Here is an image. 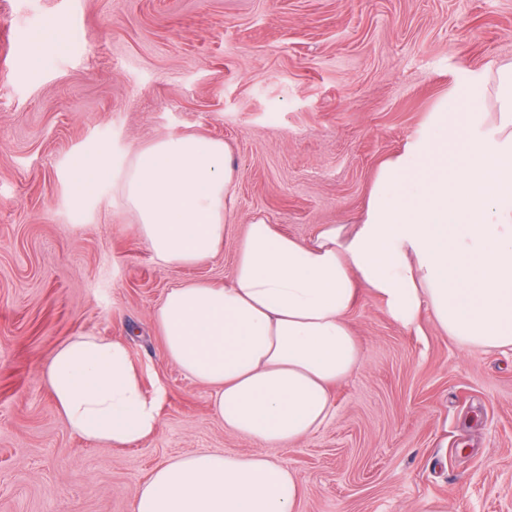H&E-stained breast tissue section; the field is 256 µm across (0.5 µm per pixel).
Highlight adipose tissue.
<instances>
[{"label": "adipose tissue", "mask_w": 512, "mask_h": 512, "mask_svg": "<svg viewBox=\"0 0 512 512\" xmlns=\"http://www.w3.org/2000/svg\"><path fill=\"white\" fill-rule=\"evenodd\" d=\"M234 178L221 141L133 149L122 189L136 236L167 266L212 260ZM364 292L403 328L426 315L462 347L512 350V59L437 102L377 169L359 224L320 225L305 243L252 217L227 285L171 288L154 313L167 359L210 387L225 429L263 449L171 458L132 512H298L302 479L267 450L327 420L332 387L362 362L346 316ZM42 378L68 428L94 443L125 448L158 429L161 397L144 392L123 342L72 338Z\"/></svg>", "instance_id": "obj_1"}]
</instances>
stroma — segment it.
Returning a JSON list of instances; mask_svg holds the SVG:
<instances>
[{
  "label": "stroma",
  "instance_id": "stroma-1",
  "mask_svg": "<svg viewBox=\"0 0 512 512\" xmlns=\"http://www.w3.org/2000/svg\"><path fill=\"white\" fill-rule=\"evenodd\" d=\"M511 58L512 0H0V512H132L173 457L259 451L167 359L155 309L227 284L253 215L302 241L354 224L436 102ZM176 134L236 162L223 249L190 268L152 257L121 189L132 150ZM103 146L111 173L75 198L72 160ZM348 321L360 367L272 451L303 479L298 512H512V351L403 329L367 293ZM76 336L123 342L163 390L154 435L106 448L63 423L41 372Z\"/></svg>",
  "mask_w": 512,
  "mask_h": 512
}]
</instances>
